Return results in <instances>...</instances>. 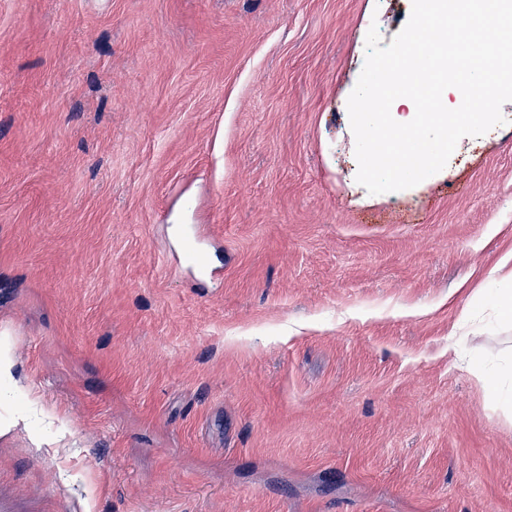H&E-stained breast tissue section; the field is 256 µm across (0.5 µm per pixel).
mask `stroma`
I'll list each match as a JSON object with an SVG mask.
<instances>
[{
  "label": "stroma",
  "mask_w": 512,
  "mask_h": 512,
  "mask_svg": "<svg viewBox=\"0 0 512 512\" xmlns=\"http://www.w3.org/2000/svg\"><path fill=\"white\" fill-rule=\"evenodd\" d=\"M411 6L0 0L15 512H512V391L466 366L512 368V111L415 187L356 181L366 35Z\"/></svg>",
  "instance_id": "obj_1"
}]
</instances>
